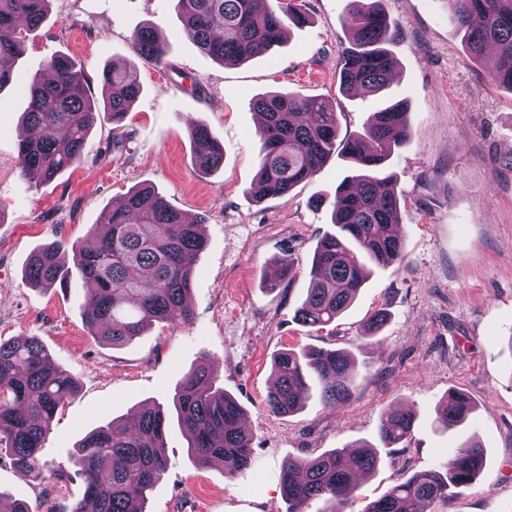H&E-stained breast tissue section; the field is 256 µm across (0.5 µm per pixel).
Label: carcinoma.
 I'll return each instance as SVG.
<instances>
[{
    "mask_svg": "<svg viewBox=\"0 0 512 512\" xmlns=\"http://www.w3.org/2000/svg\"><path fill=\"white\" fill-rule=\"evenodd\" d=\"M49 0H0V88L15 79V56L23 43L21 31L37 27ZM381 0H349L345 24L349 46L341 52L340 86L348 92L384 90L394 78L398 60L392 47L399 40V23L380 7ZM474 59L483 60L494 48L490 77L512 90V0H446ZM180 16L200 49L221 63L242 62L268 52L282 42L288 25L305 21L299 7L271 0H177ZM136 55L156 65L166 63L167 48L146 27L131 40ZM53 78L34 77L25 123L39 132L19 144L26 177L50 181L81 160L90 129L105 115L117 125L141 93L135 70L114 64L102 70V102L86 95V76L66 56L48 62ZM263 114V148L253 195L256 200L285 198L313 176L336 152L337 112L321 98L273 91L254 101ZM194 164L201 173L218 168L224 150L203 126L191 130ZM412 136L401 103L373 113L363 135L343 144L359 171L337 186L332 224L315 249L306 296L295 318L302 325L323 329L351 305L370 275L369 264L387 265L402 258L403 242L393 233L399 223V197L393 177L385 173L391 148ZM202 220H187L149 186L127 193L123 205L108 210L93 225L91 241L71 246V255L50 244L28 259L25 278L41 288L67 286L69 265L94 285L87 328L114 346L128 344L155 323L191 324L186 304L194 266L205 247ZM270 411L296 412L316 391L326 406L349 402L354 394V363L340 350L312 347L290 349L272 361ZM75 379L61 369L36 337L0 340V454L8 456L27 480L41 474V450L53 420L76 391ZM177 418L187 432L188 450L199 463L224 461L235 474L251 465L253 434L243 426L238 402L215 387L209 366L200 364L181 380L173 396ZM475 402L458 391L439 402L438 423L446 430L460 425ZM131 430L115 422L87 435L73 459L85 482V493L73 512H145L149 494L165 475L166 416L158 406L137 410ZM411 409L390 411L381 419L379 440L393 448L412 433ZM485 450L476 442L452 452L437 467L413 473L370 502L363 512H424L422 507L446 500L469 486L482 468ZM378 453L370 446L354 453L336 448L307 458H288L281 483L288 512H305L314 500L331 503L327 512H345L360 476L375 470Z\"/></svg>",
    "mask_w": 512,
    "mask_h": 512,
    "instance_id": "obj_1",
    "label": "carcinoma"
}]
</instances>
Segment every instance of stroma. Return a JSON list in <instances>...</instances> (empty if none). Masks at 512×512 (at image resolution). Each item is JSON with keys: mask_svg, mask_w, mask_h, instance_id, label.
<instances>
[{"mask_svg": "<svg viewBox=\"0 0 512 512\" xmlns=\"http://www.w3.org/2000/svg\"><path fill=\"white\" fill-rule=\"evenodd\" d=\"M297 2L307 24L239 64L204 55L175 0H50L45 20L26 32L16 81L0 91V338L38 337L79 388L53 422L39 481H26L0 457L1 496L24 499L30 512H72L84 492L72 464L76 445L99 426L132 424L137 409L160 405L169 411V466L146 512H288L285 459L377 445L382 416L408 407L417 413L409 441L380 448L377 470L360 478L347 512H363L471 437L486 451L481 471L429 512H512V92L494 85L487 63L470 55L444 0H383L402 29L397 76L376 95L342 92L348 0ZM144 26L165 41L166 64L133 52L132 35ZM56 55L84 71L93 97L115 61L138 70L142 93L120 128L97 121L79 164L38 183L23 175L18 157L25 87ZM271 91L329 101L341 143L362 133L371 112L408 104L411 140L386 162L399 195L403 259L374 267L353 305L319 331L294 313L317 243L334 229L336 187L353 166L336 152L287 197L255 202L262 140L252 102ZM193 123L223 146L224 162L213 172L195 169ZM142 184L203 218L206 247L191 283L192 323H158L115 347L85 326L91 299L79 274L68 287L44 290L24 270L47 244L84 241L105 211ZM272 280L277 288H269ZM380 308L386 325L364 336L365 320ZM306 346L352 354L353 398L331 407L310 398L297 413L274 415L271 360ZM205 360L254 434L251 466L232 476L223 463L202 465L189 455L172 411L176 386ZM452 389L469 393L477 409L463 425L441 430L436 407Z\"/></svg>", "mask_w": 512, "mask_h": 512, "instance_id": "1", "label": "stroma"}]
</instances>
